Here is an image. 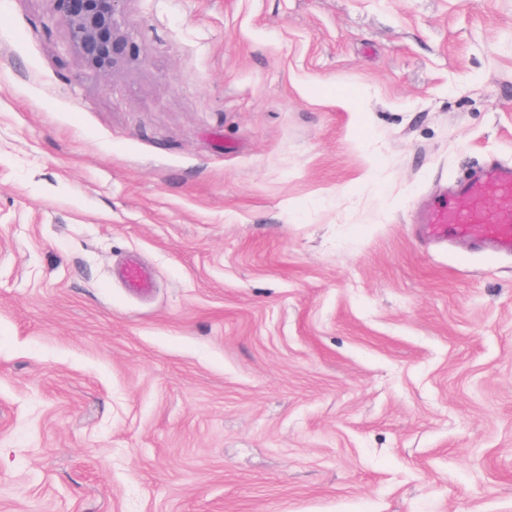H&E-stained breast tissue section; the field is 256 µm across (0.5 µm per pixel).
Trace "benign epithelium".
I'll list each match as a JSON object with an SVG mask.
<instances>
[{"mask_svg": "<svg viewBox=\"0 0 512 512\" xmlns=\"http://www.w3.org/2000/svg\"><path fill=\"white\" fill-rule=\"evenodd\" d=\"M83 61L100 71L118 66L127 55V40L116 15L124 0H53Z\"/></svg>", "mask_w": 512, "mask_h": 512, "instance_id": "7a95c632", "label": "benign epithelium"}]
</instances>
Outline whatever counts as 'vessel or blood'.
I'll list each match as a JSON object with an SVG mask.
<instances>
[{
	"instance_id": "vessel-or-blood-1",
	"label": "vessel or blood",
	"mask_w": 512,
	"mask_h": 512,
	"mask_svg": "<svg viewBox=\"0 0 512 512\" xmlns=\"http://www.w3.org/2000/svg\"><path fill=\"white\" fill-rule=\"evenodd\" d=\"M491 183L502 188L506 205L497 223L464 218L455 207L442 202L422 217L428 234L438 239L470 234L478 241L491 245L497 252L512 254V166L492 165L477 176L456 183L455 196L460 201L479 204L484 198L487 185Z\"/></svg>"
}]
</instances>
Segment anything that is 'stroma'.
Listing matches in <instances>:
<instances>
[{
	"label": "stroma",
	"instance_id": "1",
	"mask_svg": "<svg viewBox=\"0 0 512 512\" xmlns=\"http://www.w3.org/2000/svg\"><path fill=\"white\" fill-rule=\"evenodd\" d=\"M0 0V512H512V0ZM153 287H126L125 265ZM83 61L100 71L118 66L127 55V40L116 15L125 0H52ZM500 186L504 192L503 204L508 208L495 224L479 219H465L448 202L437 204L432 211L425 213L422 224L434 238L442 239L450 235L471 234L479 242L491 245L497 252L512 254V166L491 165L477 176L455 184L454 192L458 200L477 205L484 198L488 184Z\"/></svg>",
	"mask_w": 512,
	"mask_h": 512
}]
</instances>
